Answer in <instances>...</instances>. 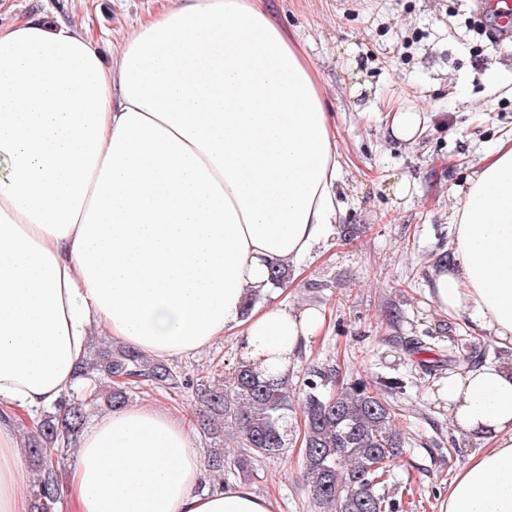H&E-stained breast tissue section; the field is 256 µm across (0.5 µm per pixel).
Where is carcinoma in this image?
Returning a JSON list of instances; mask_svg holds the SVG:
<instances>
[{
    "label": "carcinoma",
    "mask_w": 512,
    "mask_h": 512,
    "mask_svg": "<svg viewBox=\"0 0 512 512\" xmlns=\"http://www.w3.org/2000/svg\"><path fill=\"white\" fill-rule=\"evenodd\" d=\"M472 339L453 343L448 354L430 357L435 349L410 339L403 349L416 360L422 379H434L444 370L471 358ZM78 375L108 383L110 407L128 402L127 388L146 383L174 392L183 387L168 364L140 350L105 345L87 354ZM332 370L312 367L303 380V478L311 489L318 512H385V497L373 487L386 481L393 460L402 454L404 438L397 427L398 398L406 393L402 377H380L371 384L361 380L326 392ZM296 388L286 379L264 378L236 366L229 383L204 395L208 412L220 417L224 429L236 434L240 452L232 457L208 451L207 465L240 480L256 475L254 463L274 459L287 447L288 411ZM87 419L85 404L64 400L54 413H45L37 432L28 438L27 451L37 472L34 512H53L59 494L60 452L82 434Z\"/></svg>",
    "instance_id": "obj_1"
}]
</instances>
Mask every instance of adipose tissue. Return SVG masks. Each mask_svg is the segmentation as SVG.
I'll return each mask as SVG.
<instances>
[{"mask_svg":"<svg viewBox=\"0 0 512 512\" xmlns=\"http://www.w3.org/2000/svg\"><path fill=\"white\" fill-rule=\"evenodd\" d=\"M338 157L319 71L264 0H169L108 57L75 24L0 26V512H24L19 427L76 389L92 327L167 358L230 332L259 375L294 371L323 307L246 303L332 236ZM455 211L427 296L512 347V138ZM435 398L483 442L441 512H512V365ZM63 488L78 512H275L212 485L188 417L147 403L93 421Z\"/></svg>","mask_w":512,"mask_h":512,"instance_id":"obj_1","label":"adipose tissue"}]
</instances>
